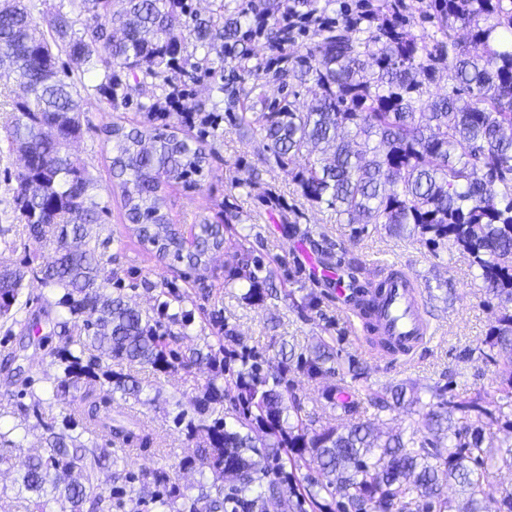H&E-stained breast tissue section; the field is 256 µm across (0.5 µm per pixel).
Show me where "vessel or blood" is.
Returning a JSON list of instances; mask_svg holds the SVG:
<instances>
[{"mask_svg": "<svg viewBox=\"0 0 512 512\" xmlns=\"http://www.w3.org/2000/svg\"><path fill=\"white\" fill-rule=\"evenodd\" d=\"M416 280L405 272L387 276L377 297L378 329L393 346L409 353L430 339L431 326L420 303Z\"/></svg>", "mask_w": 512, "mask_h": 512, "instance_id": "obj_1", "label": "vessel or blood"}]
</instances>
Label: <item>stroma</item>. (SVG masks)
Masks as SVG:
<instances>
[{
    "instance_id": "35a3bbf8",
    "label": "stroma",
    "mask_w": 512,
    "mask_h": 512,
    "mask_svg": "<svg viewBox=\"0 0 512 512\" xmlns=\"http://www.w3.org/2000/svg\"><path fill=\"white\" fill-rule=\"evenodd\" d=\"M102 76L99 69L81 76L76 100L83 134L73 143L72 150L96 178L100 200L107 207L100 224L93 226L90 234L111 238V261L107 268L113 276L121 278L123 285L129 286L133 302L144 309L151 304L149 294L140 287L141 280L173 282L206 313L218 315L231 329V337L224 340L226 350L250 351L274 364L280 359L282 342L294 344L301 353L315 336H338L343 354L356 356L364 373L363 378L347 381L350 391L358 394L367 386L380 391L403 383L422 390L445 383L453 394L478 392L488 399L497 397L493 367L485 363L481 353L487 348V330L495 323L501 307L476 279L468 256L451 247L435 249L422 242L400 239L382 229L353 237L350 226L338 223L333 211L301 196L284 170L261 163L266 142L260 134L243 138L228 123H221V134L211 143L214 157L210 173L192 186L171 183L166 189L165 212L170 224L188 236L195 225L217 222L225 206H232L239 216L238 231L270 259L275 283L279 289L293 291V298H268L252 303L243 300L240 288L224 282V265L232 261L235 252L230 242L211 253L207 265L191 272L189 278L180 277L178 268L167 267L155 251L142 246L133 235L121 193L112 177L109 130L113 121L119 118L132 127L143 122L144 115L133 108L115 114L109 101L95 90ZM20 164L19 153L1 138L0 263L15 266L26 255L45 251L37 242L21 244L15 240L13 229L19 220L14 210L13 189ZM249 165L258 171L255 182L246 188L235 187L240 168ZM271 193L284 197L299 212L300 226L321 227L325 240L312 241L292 232L289 225L282 223L279 210L267 205L266 197ZM326 240L334 243L335 258L358 265L360 280L376 278L378 265L396 263L406 267L423 287L434 339L415 364L400 366L384 358H373L359 320L337 299L335 289L326 280L313 279L302 255L307 252L320 256ZM311 294L320 299L318 309L298 308V301ZM23 295L29 300L27 316L38 317L42 322L41 334L27 338L20 327L9 328L0 322V337L10 333L25 338L20 363L25 377L33 381V390L39 393L49 387L48 377L56 372L52 352L62 339L52 334L51 329L66 313L56 307L55 293L36 280H26ZM139 374L153 378V388L159 393L155 405L148 408L131 400L112 405L114 419H140L158 435L154 447L144 450L141 457H127V471L136 474L145 469L169 468L187 454L189 443L173 423V410L175 402L186 405L192 398V384L184 372L155 376L143 368Z\"/></svg>"
}]
</instances>
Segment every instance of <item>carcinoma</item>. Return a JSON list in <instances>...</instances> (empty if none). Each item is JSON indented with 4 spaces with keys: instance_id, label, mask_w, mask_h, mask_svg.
<instances>
[{
    "instance_id": "cac0c4a2",
    "label": "carcinoma",
    "mask_w": 512,
    "mask_h": 512,
    "mask_svg": "<svg viewBox=\"0 0 512 512\" xmlns=\"http://www.w3.org/2000/svg\"><path fill=\"white\" fill-rule=\"evenodd\" d=\"M96 22L74 29L57 11L35 17L23 0L0 4V56L29 97L13 102L5 138L28 154L15 174L18 237L46 242L52 251L33 267L0 270V320L30 326L22 315L23 282L30 274L59 290L55 305L67 312L56 322L64 345L53 353L62 370L50 389L17 394L14 411L36 416L45 452H18L17 427L0 429V473L17 474L15 512H112L139 492L148 512H267L266 495L280 512H305L321 494L336 512H512V490L490 506L484 480L490 467L512 471V444L493 445L496 432L512 434V0H212L201 16L192 0H72ZM431 32L417 35L413 25ZM469 30V40L459 31ZM265 40L266 52L253 42ZM193 51H188V46ZM65 54L77 70L103 67L95 90L117 111L136 105L140 126L112 123V175L126 219L141 244L173 263L197 266L224 245V231L238 222L225 209L224 223L201 224L191 246L162 211L172 182L195 184L208 172L207 137L218 136L216 112L242 133L260 131L271 162L289 171L301 195L326 204L358 237L368 225L468 255L483 287L502 312L490 328L489 352L501 396L445 397L430 387L429 402L402 387L385 393L366 388L365 401L326 399L344 426L321 424L293 392L288 373L339 377L358 370L342 357L336 338L318 336L296 366L282 360L263 369L256 355H242L234 368L224 337L207 351L185 352L181 340L203 308L190 296L144 281L152 293L147 309L132 306L120 280L105 270L111 239L89 238L106 206L97 182L69 150L82 124L74 100L77 84L57 70ZM446 72L448 92L430 85ZM220 76L214 94L196 98L192 85ZM275 86L278 95H267ZM311 94L301 110L289 97ZM161 94H155L156 90ZM176 92L193 112L210 121L199 135H179L167 122L165 100ZM149 99L133 103L132 93ZM304 163L288 170L294 160ZM236 242L224 280L254 302L278 297L270 264ZM355 306L365 330L371 323L373 290L382 282L353 281ZM138 363L163 373H207L194 383L193 413L175 406L174 424L195 444L192 453L164 469L129 474L119 468L117 442L153 445L149 433L112 420L108 407L132 398L154 401L146 386L123 367ZM30 396L31 403L21 401ZM236 406L234 423L215 416L225 398ZM63 399L59 416L42 405ZM377 413L422 408L423 429L382 433L362 419L363 404ZM307 470L303 492L283 489L285 465ZM110 473L99 480V473ZM199 475L197 494L186 495L179 474ZM232 481L224 492V480ZM461 487L465 502L445 487Z\"/></svg>"
}]
</instances>
